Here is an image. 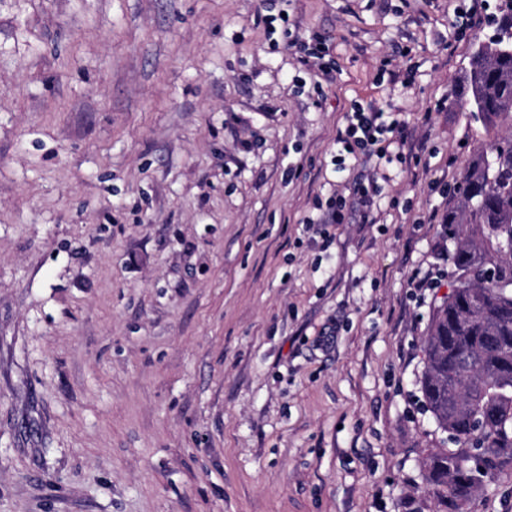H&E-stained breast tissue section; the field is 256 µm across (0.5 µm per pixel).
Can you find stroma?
<instances>
[{"label":"stroma","instance_id":"1","mask_svg":"<svg viewBox=\"0 0 512 512\" xmlns=\"http://www.w3.org/2000/svg\"><path fill=\"white\" fill-rule=\"evenodd\" d=\"M498 2L0 0V512H444L430 186L512 135L465 105ZM314 32L321 91L283 46ZM356 100L405 163L335 172ZM377 169L371 216L318 224ZM467 512H512V472Z\"/></svg>","mask_w":512,"mask_h":512}]
</instances>
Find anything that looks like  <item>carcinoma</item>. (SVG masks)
<instances>
[{
  "mask_svg": "<svg viewBox=\"0 0 512 512\" xmlns=\"http://www.w3.org/2000/svg\"><path fill=\"white\" fill-rule=\"evenodd\" d=\"M465 92L473 117H511L512 47L471 59ZM458 194L443 220L455 284L433 315L420 384L448 434L423 474L445 512H466L486 480L512 471V137L473 157Z\"/></svg>",
  "mask_w": 512,
  "mask_h": 512,
  "instance_id": "cac0c4a2",
  "label": "carcinoma"
}]
</instances>
